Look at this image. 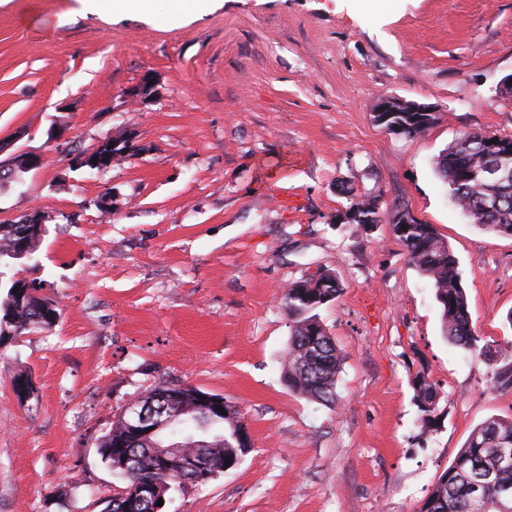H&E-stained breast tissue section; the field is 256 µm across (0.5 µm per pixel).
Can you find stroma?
<instances>
[{
  "instance_id": "stroma-1",
  "label": "stroma",
  "mask_w": 512,
  "mask_h": 512,
  "mask_svg": "<svg viewBox=\"0 0 512 512\" xmlns=\"http://www.w3.org/2000/svg\"><path fill=\"white\" fill-rule=\"evenodd\" d=\"M153 75L140 112L125 91ZM512 0H0V148L41 165L0 185V219L51 214L32 258L60 318L0 342V512H104L121 487L96 452L156 381L223 396L251 446L165 512H418L512 387L451 345L429 280L385 224H340L350 195L382 193L433 225L460 263L482 343L512 345V236L452 201L438 155L466 132L512 136ZM382 96L433 106L416 137L374 122ZM58 125L71 144L51 140ZM134 130L141 153L69 166ZM335 271L319 312L345 361L335 405L284 384L289 283ZM439 388L422 432L412 381ZM31 401L13 390L18 375Z\"/></svg>"
}]
</instances>
